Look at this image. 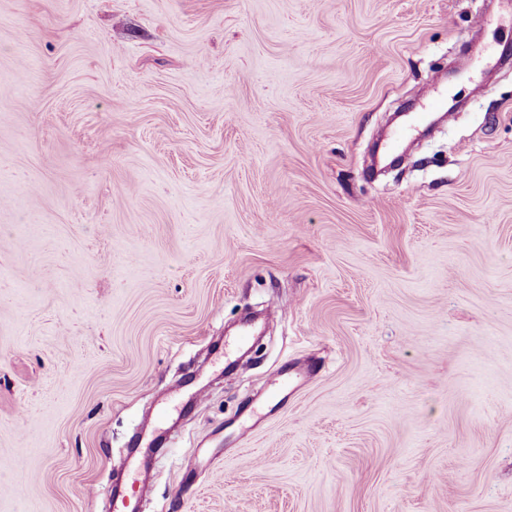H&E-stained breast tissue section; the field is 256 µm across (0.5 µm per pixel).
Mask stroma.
Segmentation results:
<instances>
[{"instance_id": "stroma-1", "label": "stroma", "mask_w": 512, "mask_h": 512, "mask_svg": "<svg viewBox=\"0 0 512 512\" xmlns=\"http://www.w3.org/2000/svg\"><path fill=\"white\" fill-rule=\"evenodd\" d=\"M511 49L507 0H0V512L129 454L135 512H512Z\"/></svg>"}]
</instances>
